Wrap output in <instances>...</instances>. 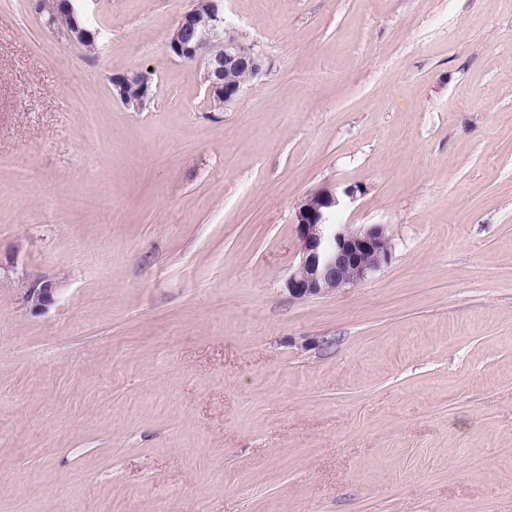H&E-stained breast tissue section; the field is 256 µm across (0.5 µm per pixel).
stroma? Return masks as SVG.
I'll return each mask as SVG.
<instances>
[{
  "instance_id": "1",
  "label": "stroma",
  "mask_w": 512,
  "mask_h": 512,
  "mask_svg": "<svg viewBox=\"0 0 512 512\" xmlns=\"http://www.w3.org/2000/svg\"><path fill=\"white\" fill-rule=\"evenodd\" d=\"M192 5L0 0V512H512V0H224L220 105ZM323 187L393 257L298 300ZM46 0H36L39 14H46L49 25H59L63 29L66 40L72 43H79L83 46L94 48V42L86 43L92 39L96 33L88 28L81 27L76 20V12L72 0H54L51 1V7L47 8ZM85 43V44H83ZM202 12L209 17L206 26H200L198 22ZM220 32L224 33V39L215 44L214 36ZM242 44L245 50L250 48L249 44ZM167 47L175 58L199 63L202 79L219 103L236 99L245 87L240 84L257 78L264 66V55L255 46L247 52L242 51L238 37L227 26L222 0H195L170 34ZM230 72L227 80L240 84L227 83L224 76Z\"/></svg>"
}]
</instances>
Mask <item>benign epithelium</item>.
I'll return each mask as SVG.
<instances>
[{
    "mask_svg": "<svg viewBox=\"0 0 512 512\" xmlns=\"http://www.w3.org/2000/svg\"><path fill=\"white\" fill-rule=\"evenodd\" d=\"M39 13L48 17V24L63 29L66 40L83 44L95 36L76 20L72 0H36ZM206 13L209 24L199 25L198 16ZM167 47L176 58L197 62L202 79L214 98L231 102L244 90L240 84H231L225 75L243 70L257 78L263 70L264 55L252 47L242 51L239 39L228 28L224 16V0H194L169 36ZM138 72L112 76L113 94L123 103H129L123 86L132 84ZM339 200L328 188L319 189L298 206L295 214L299 261L286 283L288 293L296 299H307L334 294L344 288L359 285L388 265L392 259V238L383 224H336L332 215ZM51 282L41 281L29 289L27 300L32 308L41 310L53 300Z\"/></svg>",
    "mask_w": 512,
    "mask_h": 512,
    "instance_id": "obj_1",
    "label": "benign epithelium"
}]
</instances>
